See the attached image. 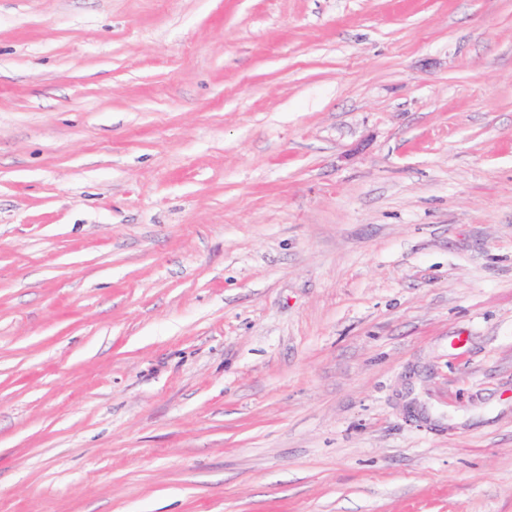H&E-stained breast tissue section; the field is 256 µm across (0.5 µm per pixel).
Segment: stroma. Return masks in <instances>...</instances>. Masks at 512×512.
<instances>
[{
    "instance_id": "1",
    "label": "stroma",
    "mask_w": 512,
    "mask_h": 512,
    "mask_svg": "<svg viewBox=\"0 0 512 512\" xmlns=\"http://www.w3.org/2000/svg\"><path fill=\"white\" fill-rule=\"evenodd\" d=\"M0 512H512V0H0Z\"/></svg>"
}]
</instances>
